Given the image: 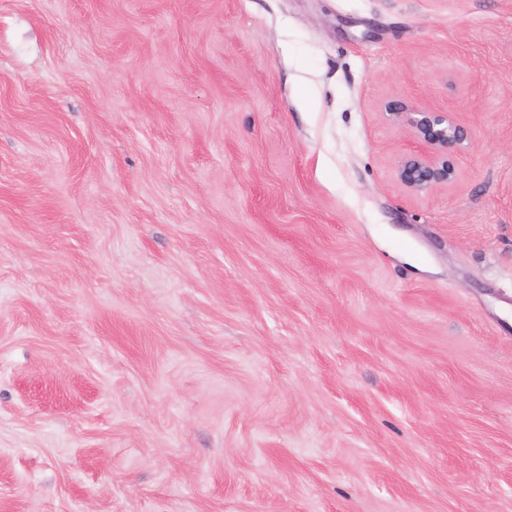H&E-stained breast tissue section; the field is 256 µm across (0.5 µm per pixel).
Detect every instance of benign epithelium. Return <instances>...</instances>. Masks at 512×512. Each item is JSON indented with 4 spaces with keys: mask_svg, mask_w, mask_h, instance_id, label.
<instances>
[{
    "mask_svg": "<svg viewBox=\"0 0 512 512\" xmlns=\"http://www.w3.org/2000/svg\"><path fill=\"white\" fill-rule=\"evenodd\" d=\"M391 115L406 121L415 139L425 147L405 155L399 167L400 181L412 192L422 193L454 181L457 172L448 162V150L462 146L470 131L446 112H433L403 104Z\"/></svg>",
    "mask_w": 512,
    "mask_h": 512,
    "instance_id": "benign-epithelium-1",
    "label": "benign epithelium"
}]
</instances>
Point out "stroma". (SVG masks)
Returning a JSON list of instances; mask_svg holds the SVG:
<instances>
[{
  "mask_svg": "<svg viewBox=\"0 0 512 512\" xmlns=\"http://www.w3.org/2000/svg\"><path fill=\"white\" fill-rule=\"evenodd\" d=\"M0 512H512V0H0ZM391 115L405 120L415 139L426 151L405 155L399 167L400 181L412 192L422 193L448 185L457 177L453 164L448 162V150L462 146L471 137L470 131L458 124L447 112H433L403 104Z\"/></svg>",
  "mask_w": 512,
  "mask_h": 512,
  "instance_id": "stroma-1",
  "label": "stroma"
}]
</instances>
